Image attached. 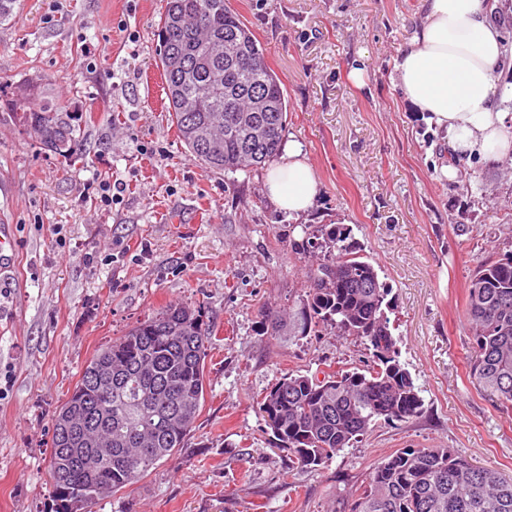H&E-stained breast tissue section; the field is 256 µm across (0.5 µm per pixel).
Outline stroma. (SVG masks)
I'll list each match as a JSON object with an SVG mask.
<instances>
[{"label": "stroma", "instance_id": "1", "mask_svg": "<svg viewBox=\"0 0 512 512\" xmlns=\"http://www.w3.org/2000/svg\"><path fill=\"white\" fill-rule=\"evenodd\" d=\"M226 4L263 43L288 96L285 137L320 181L300 218L278 209L264 169L227 176L190 157L164 108L163 0H18L0 25V225L17 241L0 282V512H51L62 400L98 349L173 302L204 307L213 326L201 413L185 448L92 512H344L400 448H450L512 476V413L469 382L462 318L477 266L512 253V163L444 174V131L395 81L420 0ZM28 84L71 116L81 159L25 134L10 101ZM472 175L482 191L468 190ZM115 180L126 190L109 204L100 184ZM340 221L391 290L423 410L309 472L273 447L256 401L288 372L354 366L366 351L330 330L274 339L258 310L301 298L306 225Z\"/></svg>", "mask_w": 512, "mask_h": 512}]
</instances>
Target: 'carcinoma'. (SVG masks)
<instances>
[{
  "mask_svg": "<svg viewBox=\"0 0 512 512\" xmlns=\"http://www.w3.org/2000/svg\"><path fill=\"white\" fill-rule=\"evenodd\" d=\"M502 37L512 48V0H496ZM168 112L193 160L226 175L272 162L288 125V99L265 48L225 0H165L156 24ZM32 141L65 159L78 150L70 117L43 92L12 103ZM307 241L318 262L307 291L283 316L260 310L270 336L306 337L331 328L359 340L369 356L351 370L288 373L258 402L278 448L317 471L351 448L379 420L406 421L423 408L390 329L391 289L365 260L346 224H320ZM463 318L471 336L470 382L512 411V254L486 262L470 280ZM213 329L204 308L169 304L96 351L52 425L53 512H91L101 482L112 492L138 482L185 446L205 396V358ZM84 424L65 429L68 408ZM112 441L97 453L81 432ZM349 512H512V478L450 448H401L372 470Z\"/></svg>",
  "mask_w": 512,
  "mask_h": 512,
  "instance_id": "cac0c4a2",
  "label": "carcinoma"
}]
</instances>
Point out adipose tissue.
Masks as SVG:
<instances>
[{
	"instance_id": "obj_1",
	"label": "adipose tissue",
	"mask_w": 512,
	"mask_h": 512,
	"mask_svg": "<svg viewBox=\"0 0 512 512\" xmlns=\"http://www.w3.org/2000/svg\"><path fill=\"white\" fill-rule=\"evenodd\" d=\"M424 21L395 62L398 84L430 124L446 131L448 172L462 160L512 158V114L500 108L506 49L484 0H422ZM266 190L280 209L301 214L319 180L303 151L285 148L266 172Z\"/></svg>"
}]
</instances>
